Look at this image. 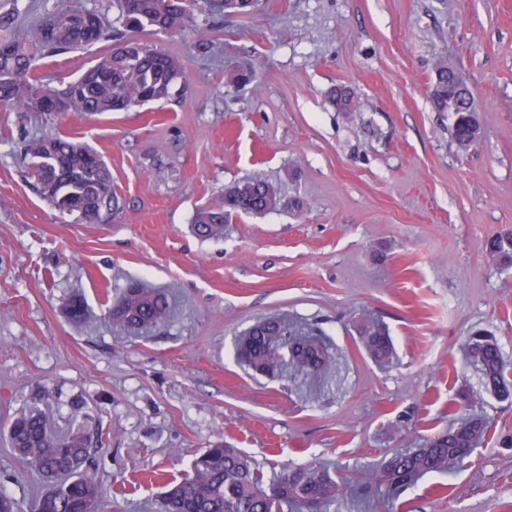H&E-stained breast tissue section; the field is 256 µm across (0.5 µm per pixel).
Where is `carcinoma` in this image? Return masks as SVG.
Returning a JSON list of instances; mask_svg holds the SVG:
<instances>
[{
    "label": "carcinoma",
    "instance_id": "1",
    "mask_svg": "<svg viewBox=\"0 0 512 512\" xmlns=\"http://www.w3.org/2000/svg\"><path fill=\"white\" fill-rule=\"evenodd\" d=\"M202 4L224 18L244 15L256 0H118L126 30L114 35L96 9L60 8L50 13L20 41L0 34V106L18 112H38L54 120L69 112L101 115L127 112L142 104L167 99L183 79L185 62L137 34H169L182 30L189 5ZM91 17L87 29L71 27L72 14ZM110 49L92 62L77 79L51 86L36 76L37 60L45 54L89 49L102 42ZM458 68L446 62L435 67L433 102L442 112L453 114V139L467 149L480 136L476 113L471 111V92L466 78L453 87ZM254 75L232 70L225 77L229 88L251 83ZM38 195L61 214L77 215L84 224H112L124 212L112 171L91 146L60 133L29 139L21 153ZM277 192L259 177L239 180L226 187L209 204L197 208L192 219L203 238L224 232V224L239 213L261 214L276 204ZM493 257L512 261V232L485 242ZM173 317L169 296L156 289L131 285L112 297L107 319L125 333L137 336L166 325ZM365 349L377 361L390 358V336L374 320L360 328ZM235 356L255 373L295 377L320 372L328 362L323 332L315 327L299 331L278 317L254 324L235 340ZM469 356L479 373L477 395L499 399L512 397V380L499 346L483 336L472 338ZM486 418L466 412L454 417L447 430L423 440L417 448L395 452L378 466L360 472V482L390 499L420 477L446 475L474 451L486 434ZM8 440L15 455L34 464L48 483L34 502L33 512H99L103 492L83 473L91 457L93 440L77 431L60 433L51 428L45 414L33 408L10 421ZM348 473L317 463L285 468L263 483L248 461L234 449L215 442L196 457L190 472L166 485L160 512H288L300 506L305 512H338Z\"/></svg>",
    "mask_w": 512,
    "mask_h": 512
}]
</instances>
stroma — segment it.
I'll use <instances>...</instances> for the list:
<instances>
[{"label": "stroma", "instance_id": "35a3bbf8", "mask_svg": "<svg viewBox=\"0 0 512 512\" xmlns=\"http://www.w3.org/2000/svg\"><path fill=\"white\" fill-rule=\"evenodd\" d=\"M62 6L123 28L115 0H0V18L22 39ZM151 42L188 65L168 100L53 121L0 107V490L30 512L43 488L2 428L35 404L101 438L86 469L101 512H153L162 480L215 441L267 477L373 466L446 429L477 387L468 337L483 331L512 362V264L484 249L512 230V0H257L244 17L195 9ZM105 49L39 60L38 73L72 80ZM440 59L479 114L465 150L432 104ZM236 68L255 78L226 88ZM338 86L355 111L332 103ZM54 132L104 157L122 221L83 224L37 196L19 147ZM253 175L278 185V207L196 236V208ZM133 282L168 290L175 313L130 340L106 315ZM78 297L81 324L67 315ZM273 315L325 331L338 385L237 363L236 338ZM364 315L387 327L391 363L364 350ZM470 408L489 422L480 447L394 512H512V399Z\"/></svg>", "mask_w": 512, "mask_h": 512}]
</instances>
